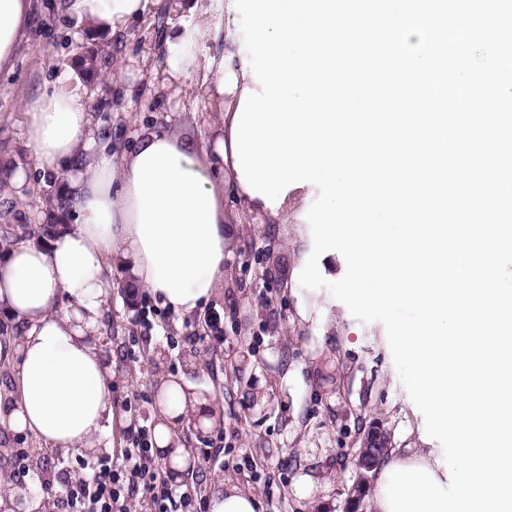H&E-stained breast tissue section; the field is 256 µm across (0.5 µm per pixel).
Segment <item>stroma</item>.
Wrapping results in <instances>:
<instances>
[{"mask_svg": "<svg viewBox=\"0 0 512 512\" xmlns=\"http://www.w3.org/2000/svg\"><path fill=\"white\" fill-rule=\"evenodd\" d=\"M60 0H36L29 37L19 49L12 72L0 74V157L31 168L34 151L25 135L23 100L52 80L89 47L98 43L108 53L97 75L84 83L93 124L99 134L121 149L144 132L165 128L199 146L214 140L221 115L203 97L196 76L170 78L176 47L167 43L172 29L196 24L206 12L211 38L197 45L199 55L220 53L219 33L227 18L226 0H175L159 5L121 38L90 34L58 8ZM53 186L33 173L25 190L6 188L0 197L17 206L5 223L41 221ZM236 226L234 249L252 243L254 251L274 245L281 256L287 288H269L254 279L253 270L230 263L217 285L215 299L194 315L183 317L168 307H155L147 292L129 306L119 288L127 277L119 262L110 272L115 286L109 296L104 328L114 330L122 342L121 355H108L112 368L111 399L126 421L150 425L158 404L157 382L146 357L163 346L164 372H175L186 383L196 375L215 379L217 392L206 409L224 412V452L218 462L206 463L202 492L227 479L246 483L242 467L260 458L258 512H347L355 481L353 458L364 428L378 422L390 433L394 447L433 448L436 440L425 430L422 413L411 400L395 367L384 325L356 319L347 306L327 290L302 287L299 276L313 247L306 224H280L269 228L237 203L227 205ZM319 301V320L299 324L294 310L299 298ZM252 318L261 330L256 351L270 361L286 357L273 375L248 382H230L224 360L236 346L234 317ZM333 354L331 370L336 394L328 396L319 372L325 354ZM287 393V403L262 418L243 409L228 390L248 387ZM267 453L259 455L256 441ZM315 488L310 496L297 493L303 476Z\"/></svg>", "mask_w": 512, "mask_h": 512, "instance_id": "stroma-1", "label": "stroma"}]
</instances>
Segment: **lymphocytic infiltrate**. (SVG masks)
<instances>
[{
    "instance_id": "f902f5d3",
    "label": "lymphocytic infiltrate",
    "mask_w": 512,
    "mask_h": 512,
    "mask_svg": "<svg viewBox=\"0 0 512 512\" xmlns=\"http://www.w3.org/2000/svg\"><path fill=\"white\" fill-rule=\"evenodd\" d=\"M151 450L146 427L134 429L120 459L102 456L90 475L65 483L60 496L64 512H131L137 500L146 502L148 512H207L198 487L172 490Z\"/></svg>"
}]
</instances>
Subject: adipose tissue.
Masks as SVG:
<instances>
[{
    "mask_svg": "<svg viewBox=\"0 0 512 512\" xmlns=\"http://www.w3.org/2000/svg\"><path fill=\"white\" fill-rule=\"evenodd\" d=\"M160 0H62L66 15L86 27L118 36L150 14ZM34 0H0V71L11 69L27 36ZM206 23L179 30L175 76L197 72L206 98L222 114L209 149L165 130L113 150L97 139L82 74L69 70L27 99L26 137L38 170H68L65 193L76 220L46 243L26 241L0 256V307L20 325L11 344L18 366L0 394L9 427L51 448L89 450L112 412V370L98 350V333L113 282L107 269L124 260L127 280L188 314L210 301L226 272L235 233L225 221L227 201H238L266 223L301 222L311 185L288 191L278 208L251 196L234 167L231 130L244 89L234 19L224 25V51L198 57L196 40ZM73 310L59 307L61 297ZM432 448L408 455L390 449L371 473V512H447L444 465Z\"/></svg>",
    "mask_w": 512,
    "mask_h": 512,
    "instance_id": "1",
    "label": "adipose tissue"
}]
</instances>
